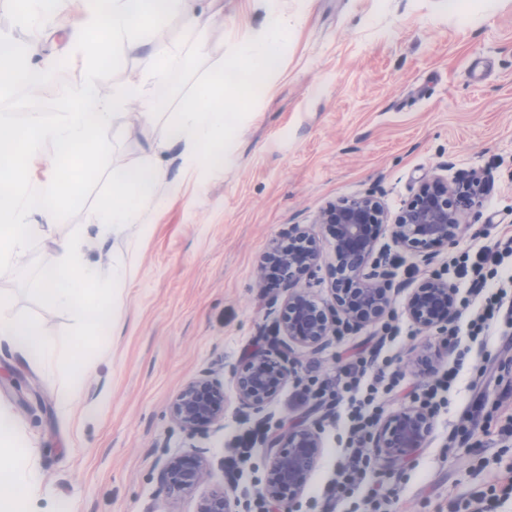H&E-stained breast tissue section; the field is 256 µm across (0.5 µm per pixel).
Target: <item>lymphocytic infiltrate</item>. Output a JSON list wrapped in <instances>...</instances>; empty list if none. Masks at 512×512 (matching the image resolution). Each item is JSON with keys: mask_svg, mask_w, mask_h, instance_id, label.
Wrapping results in <instances>:
<instances>
[{"mask_svg": "<svg viewBox=\"0 0 512 512\" xmlns=\"http://www.w3.org/2000/svg\"><path fill=\"white\" fill-rule=\"evenodd\" d=\"M512 258V233H502L489 244L461 252L453 265L459 278L470 285V300L465 306L470 314L465 328L448 330V343L457 351L456 367L437 372L428 384L413 388L409 396L429 411H439L447 404L460 374L459 366L469 363L470 355H477V363L471 365L470 390L476 391L484 383L485 363L491 355L487 352V341L492 329L512 327V275L505 272L506 259ZM391 326H384L377 348L359 353L348 360L335 376L325 379L311 377L310 383L301 392L302 401H323L350 394L351 400L345 409L348 424L344 431L342 459L334 479L324 492L321 512H336L356 489H364V498L373 512H380L382 501L377 487L368 477L374 469V460L368 447L371 430L382 410L383 398L399 392L400 381L388 368L391 357L381 356L379 348L394 341ZM484 396L478 395L472 406L463 409L457 416L448 438L449 450L470 444L484 447L512 440V390H503L495 401L492 413H485Z\"/></svg>", "mask_w": 512, "mask_h": 512, "instance_id": "1", "label": "lymphocytic infiltrate"}]
</instances>
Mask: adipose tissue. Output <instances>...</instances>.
<instances>
[{
  "instance_id": "1",
  "label": "adipose tissue",
  "mask_w": 512,
  "mask_h": 512,
  "mask_svg": "<svg viewBox=\"0 0 512 512\" xmlns=\"http://www.w3.org/2000/svg\"><path fill=\"white\" fill-rule=\"evenodd\" d=\"M20 4L21 17L40 30L78 7L69 57L39 64L35 61L38 39L19 42L0 34V77L11 78L23 69L33 76L35 87L42 88L58 81L75 61L82 66L84 80L59 100L57 121L35 118L17 132L0 127V266L19 264L34 233L63 222L64 202L82 189L91 161L104 148L100 134L115 119L116 109L135 102L151 114L170 97L177 83V59L167 46L145 41L144 30L158 29L174 15L188 29L207 25L191 0H20ZM115 45L138 55L144 74L113 84L106 95L101 91L106 78L103 61ZM280 47V40L257 38L259 69L227 65L217 77L200 83L179 120L163 129L162 147L177 153L183 172L223 163L232 145L225 133L236 126L237 99L251 92L253 81L275 71ZM160 187L173 193L180 187L179 178L169 176L162 164L113 168L111 197L90 219L100 231L99 242L121 235L126 225L143 223ZM42 288L48 308L68 306L80 312L89 337L117 331L112 299L85 262L83 242L58 243L55 263L42 272ZM2 342L40 369L73 352L72 346L47 339L43 321L19 316L0 300ZM31 454L15 416L0 410V512H33L34 478L26 472Z\"/></svg>"
}]
</instances>
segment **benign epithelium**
Here are the masks:
<instances>
[{
  "mask_svg": "<svg viewBox=\"0 0 512 512\" xmlns=\"http://www.w3.org/2000/svg\"><path fill=\"white\" fill-rule=\"evenodd\" d=\"M482 185L477 176L455 184L433 176L394 218H389L373 193L339 199L321 212L318 223L330 236L336 264L330 269L333 304L324 306L299 287L302 277L315 267L322 252L321 235L292 224L285 237L288 248L275 247L262 266L283 267L279 287L284 296L278 306V327L283 339L259 351L232 371L239 402L260 410L295 376L290 361L292 346L313 350L326 345L344 326L358 329L381 319L389 310L391 292L399 287L394 267L376 255L381 228L390 225L394 242L414 255L428 257L439 247L456 241L463 218L481 206ZM406 312L422 332H448L458 315L457 286L430 277L412 289ZM224 384L204 374L188 382L171 402L173 418L195 434L224 418ZM431 413L414 406L388 416L370 437L377 454L405 459L423 447L431 429ZM271 449L263 494L276 509L296 500L304 491L321 454V440L310 426L284 425L265 441ZM208 460L192 450L165 459L162 481L170 494H190L204 481ZM197 512H231L230 498L222 490L203 496Z\"/></svg>",
  "mask_w": 512,
  "mask_h": 512,
  "instance_id": "benign-epithelium-1",
  "label": "benign epithelium"
}]
</instances>
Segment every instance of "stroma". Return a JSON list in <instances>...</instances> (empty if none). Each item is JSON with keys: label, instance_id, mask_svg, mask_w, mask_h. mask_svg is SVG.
<instances>
[{"label": "stroma", "instance_id": "1", "mask_svg": "<svg viewBox=\"0 0 512 512\" xmlns=\"http://www.w3.org/2000/svg\"><path fill=\"white\" fill-rule=\"evenodd\" d=\"M202 38L170 18L168 48L182 80L159 112L106 128L93 174L65 206L63 223L33 236L20 265L0 267V297L23 317L44 320L49 341L78 344L77 357L51 367L23 363L0 345V408L21 424L39 479L41 512H197L201 496L226 488L224 452L234 434L258 420L314 427L321 456L302 496L282 512H311L337 462L336 433L313 403H295L310 367L331 376L355 349L373 343L383 323L399 330L392 365L403 387L427 382L424 363L441 370L455 354L443 335L419 331L406 313L409 288L450 278L460 252L512 227V0H222ZM288 31L278 67L249 96L222 166L200 168L182 190L159 202L140 224L84 253L103 283L121 269L114 312L118 333L80 339L77 314L47 310L40 274L55 261L57 239L94 237L87 217L110 196L113 167L153 160L177 171L172 153L156 150L196 86L220 73L264 31L269 15ZM55 101L14 84L0 86V121L26 127L50 121ZM484 180L482 205L466 218L454 245L430 258L402 252L389 232L377 250L395 263L403 289L392 292L383 323L340 329L321 349L293 347L296 375L262 410L237 400L233 368L271 339L277 308L258 285L265 253L289 225L315 224L329 202L372 192L396 215L424 176ZM84 392L70 416L60 398L71 372ZM211 373L224 383V418L191 435L170 412L188 381ZM432 419L423 448L409 459L376 458L374 479L387 512H465L512 470V442L448 449L453 412ZM202 449L210 474L198 491L172 496L161 482L165 457Z\"/></svg>", "mask_w": 512, "mask_h": 512}]
</instances>
